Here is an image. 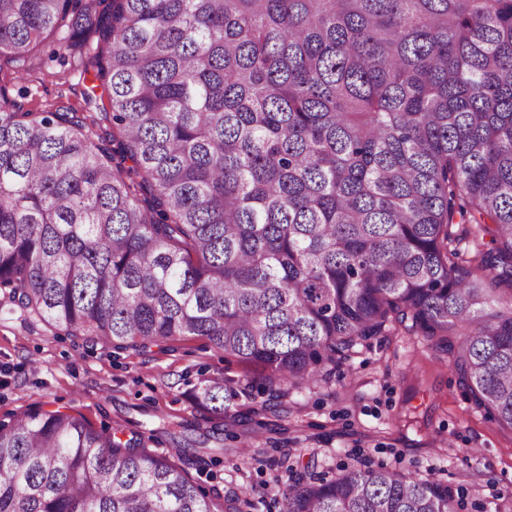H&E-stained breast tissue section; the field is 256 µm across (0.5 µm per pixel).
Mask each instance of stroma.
<instances>
[{"label": "stroma", "instance_id": "35a3bbf8", "mask_svg": "<svg viewBox=\"0 0 512 512\" xmlns=\"http://www.w3.org/2000/svg\"><path fill=\"white\" fill-rule=\"evenodd\" d=\"M66 53L45 40L41 68L21 80L0 73V89L26 109L85 111L91 83L60 63ZM247 373L202 338L173 341L167 352L116 353L0 297V420L64 406L165 454L172 442L158 434L161 421L185 416L197 433L212 431L211 414L188 396L201 375ZM223 436V456L179 463L209 494L248 492L249 512H279L278 491L292 473L365 465L448 485L461 512H512V426L474 406L446 352L401 329L371 340L317 385L271 391L254 383L225 417Z\"/></svg>", "mask_w": 512, "mask_h": 512}]
</instances>
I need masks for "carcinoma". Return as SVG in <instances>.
<instances>
[{"label": "carcinoma", "instance_id": "cac0c4a2", "mask_svg": "<svg viewBox=\"0 0 512 512\" xmlns=\"http://www.w3.org/2000/svg\"><path fill=\"white\" fill-rule=\"evenodd\" d=\"M59 35L107 103L25 112L0 91L1 295L117 351L204 338L269 387L401 327L512 426V0H0V73ZM251 383L190 398L222 420ZM122 435L66 408L1 420L0 512L251 506L175 462L209 439L166 456ZM279 495L280 512L459 507L372 466Z\"/></svg>", "mask_w": 512, "mask_h": 512}]
</instances>
